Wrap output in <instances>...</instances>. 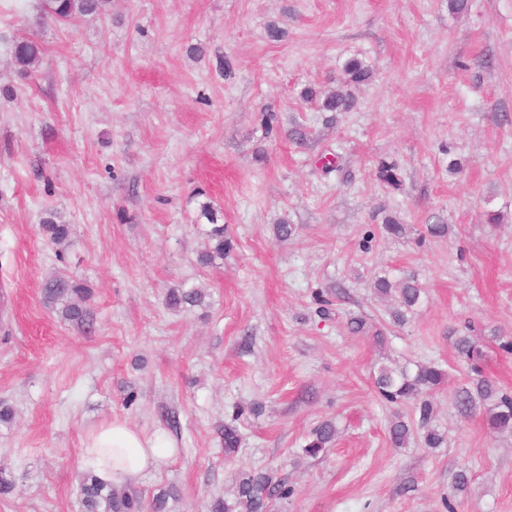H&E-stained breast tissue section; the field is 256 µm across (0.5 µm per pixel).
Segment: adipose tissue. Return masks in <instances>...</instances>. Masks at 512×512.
<instances>
[{
    "label": "adipose tissue",
    "mask_w": 512,
    "mask_h": 512,
    "mask_svg": "<svg viewBox=\"0 0 512 512\" xmlns=\"http://www.w3.org/2000/svg\"><path fill=\"white\" fill-rule=\"evenodd\" d=\"M176 445L164 432L145 436L123 419L104 421L83 441L81 464L101 480L114 486H128L150 468L166 464Z\"/></svg>",
    "instance_id": "adipose-tissue-1"
}]
</instances>
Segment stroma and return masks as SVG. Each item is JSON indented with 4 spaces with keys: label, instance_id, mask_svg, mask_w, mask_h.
<instances>
[{
    "label": "stroma",
    "instance_id": "35a3bbf8",
    "mask_svg": "<svg viewBox=\"0 0 512 512\" xmlns=\"http://www.w3.org/2000/svg\"><path fill=\"white\" fill-rule=\"evenodd\" d=\"M36 4L0 0V87L15 89L0 94V403L16 412L0 424L16 484L0 512H82L88 431L118 417L151 433L169 414L177 453L134 484L175 489L167 512H208L240 469L265 467L294 489L272 512H512V434L483 407L458 414L470 371L453 348L474 329L484 374L512 393V0L458 14L448 0H112L70 24ZM18 37L44 49L28 81ZM353 58L371 78L350 111L302 99ZM383 159L402 189L377 178ZM206 204L233 240L212 265ZM47 208L72 226L65 245L42 236ZM390 216L402 236L384 233ZM282 220L297 227L285 242ZM435 222L447 237L421 239ZM55 274L90 289L91 328L44 305ZM408 275L423 293L398 325L375 283ZM172 288L205 302L170 309ZM416 362L449 373L431 395L436 449L417 432L393 447L391 420L414 411L374 387L381 364ZM326 420L335 442L304 456Z\"/></svg>",
    "mask_w": 512,
    "mask_h": 512
}]
</instances>
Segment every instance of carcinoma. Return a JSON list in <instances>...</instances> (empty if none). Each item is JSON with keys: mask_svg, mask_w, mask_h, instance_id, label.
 <instances>
[{"mask_svg": "<svg viewBox=\"0 0 512 512\" xmlns=\"http://www.w3.org/2000/svg\"><path fill=\"white\" fill-rule=\"evenodd\" d=\"M111 0H40V14L44 18L58 22H72L87 16H102L108 13ZM11 53L17 72L29 77L43 54L42 46L30 39L13 42ZM347 80L345 85L330 90L324 96L322 107L328 112H347L353 105L349 87L360 84L370 77V70L362 61L351 59L345 65ZM377 177L391 185L399 184L398 167L393 162L382 161L377 166ZM202 215L212 224L207 232L208 249L200 256L203 264H209L224 258V253L233 249L232 240L226 235L224 225L217 223L215 213L207 206ZM41 231L48 243L61 245L71 235V225L62 222L57 212L47 210L41 219ZM377 291L386 297H394L396 308L394 320L405 321L406 313L412 311L421 296V286L412 277H406L397 285L386 279L377 280ZM41 294L49 305L64 321L81 326L90 325L91 313L86 306L90 290L72 279L56 277L47 280ZM204 293L197 288H172L167 294V303L174 308L195 307L203 303ZM454 348L460 361L468 364L475 374L468 386L461 388L455 397L459 413L469 415L479 399L489 403L487 424L490 429L503 432L512 431V393L501 390L495 381L482 375L478 363L484 353L479 342L467 334L458 336ZM448 372L433 364L417 363L415 369L406 366L382 365L374 379L376 392L385 401L393 404L412 403L419 416L410 424L400 417L390 425V438L394 447L403 448L414 430L423 432V442L428 448H439L447 438L433 427L434 408L425 395L439 389L447 380ZM336 426L324 421L314 427L309 435L303 452L315 458L324 452L336 438ZM241 442L237 427L224 425V455L233 458ZM78 493L84 512H144L142 496L135 490L116 488L99 480L92 472H84L78 484ZM293 494L288 481L277 476L271 469H250L239 472L232 498L220 496L211 502L210 512H268L271 503L286 500Z\"/></svg>", "mask_w": 512, "mask_h": 512, "instance_id": "carcinoma-1", "label": "carcinoma"}]
</instances>
